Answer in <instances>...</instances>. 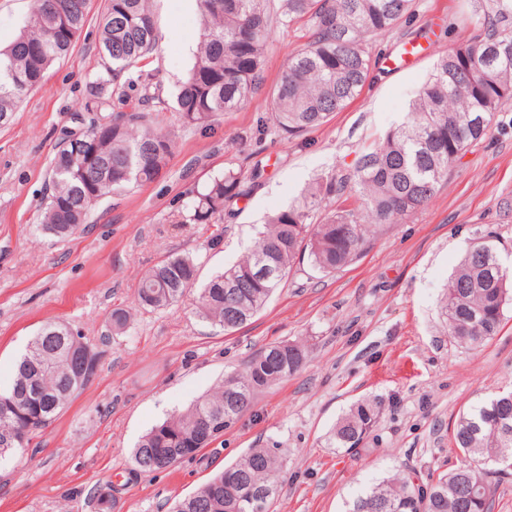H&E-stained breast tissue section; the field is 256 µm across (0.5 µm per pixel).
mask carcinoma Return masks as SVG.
<instances>
[{
    "mask_svg": "<svg viewBox=\"0 0 512 512\" xmlns=\"http://www.w3.org/2000/svg\"><path fill=\"white\" fill-rule=\"evenodd\" d=\"M65 15L35 3L27 25L0 49V123L39 87L48 70L67 56L86 20L87 0H61ZM153 0H108L100 26L106 74L89 85L92 112L73 113L76 131L50 160L51 193L41 212V231L60 241L88 223L104 198L153 181L166 166L174 135L157 128L143 108L166 100L153 84L146 60L159 32ZM201 23L195 34V61L175 96L183 125L206 131L214 117L238 108L262 86L263 61L273 28L303 21L309 41L291 53L272 92L271 111L239 138L243 148L271 135H299L325 123L361 92L370 76L369 38L392 29L411 0H197ZM476 33L448 49L406 113L404 121L365 152L352 173L317 182L304 199L271 217L258 240L237 261L200 289L199 315L232 331L258 313L288 276L296 259L308 253L312 266L331 273L349 264L387 224H400L427 206L448 171L483 138L500 113L512 106V0H474ZM137 80H124L132 69ZM128 111L109 114L107 85ZM89 137L97 157L74 152L72 140ZM242 171L228 167L191 192L173 224H216L226 203L242 194ZM348 195L355 206L334 210L319 223L311 213L327 201ZM198 267L187 254H174L141 277L139 309L169 308L196 283ZM512 305V268L498 240L485 235L465 252L440 302L450 340L470 349L496 336L505 308ZM132 313L115 308L112 332L122 334ZM305 350L286 342L267 346L242 371L227 374L206 397L173 414L147 432L132 453L136 470L162 472L196 457L212 441L206 427L216 416L224 428L251 408L257 393L288 379L302 366ZM99 353L93 343L66 325L49 321L33 336L16 364L10 388L0 392V439L26 441L48 428L67 402L93 380ZM39 387V405L28 390ZM358 401L336 422L331 440L356 448L380 407ZM453 443L465 463L444 474L412 471L400 479H381L357 494L348 512H491L502 461L512 464V391L499 393L459 417ZM285 449L259 445L213 474L196 492L175 500L169 512H270L274 480Z\"/></svg>",
    "mask_w": 512,
    "mask_h": 512,
    "instance_id": "1",
    "label": "carcinoma"
}]
</instances>
